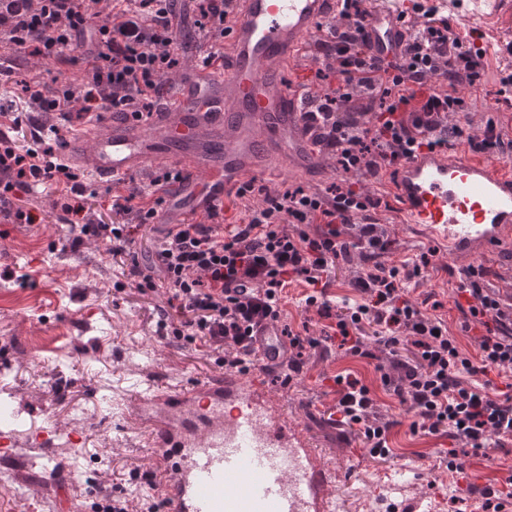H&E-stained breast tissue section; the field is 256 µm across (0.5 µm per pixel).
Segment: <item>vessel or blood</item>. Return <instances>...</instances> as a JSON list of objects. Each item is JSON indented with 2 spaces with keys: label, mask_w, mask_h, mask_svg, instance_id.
Segmentation results:
<instances>
[{
  "label": "vessel or blood",
  "mask_w": 512,
  "mask_h": 512,
  "mask_svg": "<svg viewBox=\"0 0 512 512\" xmlns=\"http://www.w3.org/2000/svg\"><path fill=\"white\" fill-rule=\"evenodd\" d=\"M342 0H231L221 70L194 64L177 99L154 118L93 119L71 134L60 160L95 186L148 166L181 171L167 185L160 224L175 229L234 197L250 179L314 176L317 128L303 112L306 87L286 81ZM386 0H367L372 55L392 58L418 21ZM399 223L429 248L470 261L512 238V173L454 147L419 151L387 180ZM258 366L288 367L278 322L254 329ZM130 420L153 451L147 483L164 512H335L330 477L303 431L277 417L260 380L216 370L202 381L141 390Z\"/></svg>",
  "instance_id": "obj_1"
}]
</instances>
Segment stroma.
<instances>
[{
	"mask_svg": "<svg viewBox=\"0 0 512 512\" xmlns=\"http://www.w3.org/2000/svg\"><path fill=\"white\" fill-rule=\"evenodd\" d=\"M447 15L455 32L483 29L496 47L482 81L460 89L471 133H479L493 112L512 135V101L495 95L500 72L512 70V0H501L494 13L451 8ZM56 197L54 188L42 186L24 196L23 206L42 216L34 224L0 213V402L14 414L11 422L0 421V430L11 432L16 458L0 463V512H65L63 490L75 502L121 494L149 505L145 473L152 450L138 445L124 420L140 384L204 379L222 355L159 337L166 295L139 292L106 241L71 244L63 212L52 207ZM380 216L392 243L387 262L399 264L424 250L419 235L395 223L391 211ZM464 264L436 256L434 268L410 292L418 303L438 301L435 314L453 333L458 312L448 270ZM305 289L301 282L287 288L283 323L304 336L323 335L327 319L299 304ZM347 374L375 394L377 414L395 422L388 459L371 457L355 431H341L329 420L336 399L331 378ZM265 385L274 407L319 450L332 477L336 512H484L480 488L512 475V452L491 448L470 456L477 490L467 493L439 463L448 438L411 431V416L385 390L374 361L338 347L306 350L301 376L287 385L271 375ZM38 428L59 430L53 447L32 445L30 434ZM72 432L82 434L83 448L70 444Z\"/></svg>",
	"mask_w": 512,
	"mask_h": 512,
	"instance_id": "obj_1",
	"label": "stroma"
}]
</instances>
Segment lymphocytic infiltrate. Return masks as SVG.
Returning <instances> with one entry per match:
<instances>
[{
	"mask_svg": "<svg viewBox=\"0 0 512 512\" xmlns=\"http://www.w3.org/2000/svg\"><path fill=\"white\" fill-rule=\"evenodd\" d=\"M175 2L0 0V44L11 49L0 77L13 81V66L23 58L70 64L80 52L92 59L81 85L22 81L28 111L57 113L68 121L98 110L144 117L161 106L167 80L182 66ZM193 3L207 65L224 55L230 0ZM361 3L344 0L343 25L329 26L326 37L314 43L315 77L325 87L304 108L320 123V150L333 155L343 172L375 180L414 150L442 148L453 140L475 153L511 155L512 139L504 138L495 119H487L477 135L461 120L465 103L457 86L479 83L488 67L487 52L472 35L453 32L447 16L431 7L400 57L376 61L362 36ZM174 178L170 171L151 174L148 184L113 196L115 222L89 224L79 219L87 188L58 163L53 145L36 131L26 145L0 132V206L37 187L59 186L54 204L71 215V233L79 240H106L116 258L127 255L137 230L155 225L164 202L160 190ZM237 196L249 204L246 223H225L223 210H212L201 221L166 232L152 264H131L139 291H165L181 318L173 328L168 317H160L159 330L224 351L226 366L248 372L255 320L281 306L283 292L300 279L308 286L302 304L334 318L333 337L350 355L373 358L361 331L375 326L377 344L390 362L382 380L412 413V430L454 440L440 459L449 472L466 477L467 451L489 448L495 439L512 440V392L493 380L512 374V294L486 288V266H467L456 288L460 330L477 334L478 353L472 356L442 319L409 298L412 282L433 268L435 250L385 264L391 243L373 216L379 199L351 184L323 195L288 187L270 192L250 182ZM355 215L361 223H352ZM355 256L368 266L353 283L361 299L334 307L329 286L336 265ZM243 281L252 285L249 294L238 289ZM334 383L337 424L357 429L372 457L387 458L391 425L378 421L370 389L348 376H336Z\"/></svg>",
	"mask_w": 512,
	"mask_h": 512,
	"instance_id": "obj_1",
	"label": "lymphocytic infiltrate"
}]
</instances>
